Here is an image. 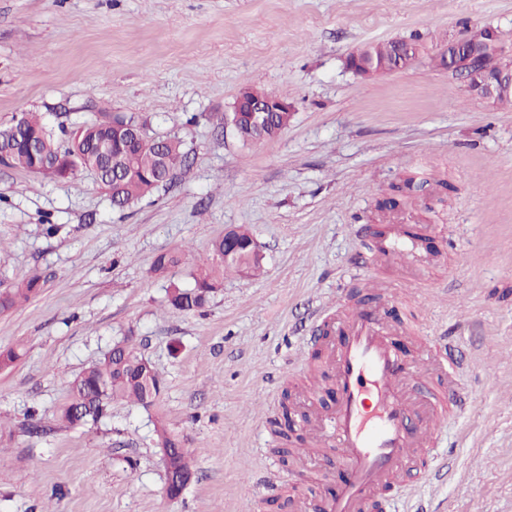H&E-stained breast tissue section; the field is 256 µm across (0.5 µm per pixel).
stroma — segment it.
<instances>
[{
	"instance_id": "35a3bbf8",
	"label": "stroma",
	"mask_w": 512,
	"mask_h": 512,
	"mask_svg": "<svg viewBox=\"0 0 512 512\" xmlns=\"http://www.w3.org/2000/svg\"><path fill=\"white\" fill-rule=\"evenodd\" d=\"M486 26L512 51V0H0V129L34 112L74 128L135 115L181 140L190 165L114 208L86 171L48 180L0 166V290L38 275L37 295L0 315V512H305L344 480L274 453L267 399L334 401L326 365L303 364L317 307L365 295L360 226L415 224L426 262H388L382 305L413 361L446 337L470 402L445 431L449 475L408 490L409 512H512V105L469 93L435 59ZM419 36L403 70L360 76L352 52ZM288 99L277 138L246 143L230 115L242 87ZM417 170L432 179L379 209ZM448 180L449 189L439 187ZM264 255L204 308L175 311L162 253L211 254L229 228ZM134 346L165 381L150 406L112 401L97 428L57 421L67 383L113 343ZM165 420L194 470L177 498L155 432Z\"/></svg>"
}]
</instances>
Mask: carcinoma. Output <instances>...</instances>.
Returning <instances> with one entry per match:
<instances>
[{
	"instance_id": "obj_1",
	"label": "carcinoma",
	"mask_w": 512,
	"mask_h": 512,
	"mask_svg": "<svg viewBox=\"0 0 512 512\" xmlns=\"http://www.w3.org/2000/svg\"><path fill=\"white\" fill-rule=\"evenodd\" d=\"M401 42L378 43L366 51V61L380 73L404 69L399 62ZM78 159L80 169L91 173L99 186L110 196L112 205L124 208L151 194L174 178L186 167L189 152L182 143L169 139L163 148L142 150L136 143L112 136V114L102 113L73 130L64 127L54 131L36 115L25 113L11 126L0 129V164L19 167L29 172L46 168L44 177L60 180L75 174L72 159ZM213 262L198 266L194 285L185 288L171 282L167 287V304L180 311L198 310L205 306L211 293L220 285L224 271L239 272L245 268L255 272L256 262L249 266L238 259L224 260V239L212 246ZM183 261V253L170 251L158 255L154 271L165 272ZM40 288L36 276L22 280L12 288L0 291V313H5L34 297ZM143 357L131 350L127 355L107 351L103 358L91 364L68 382V401L59 409V419L69 425H95L107 413L115 399H128L148 405L161 393L155 380L143 375ZM164 448L166 476L175 478L188 468L187 456L181 452V441L163 425L157 427Z\"/></svg>"
}]
</instances>
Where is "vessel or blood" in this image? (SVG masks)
Instances as JSON below:
<instances>
[{"label":"vessel or blood","mask_w":512,"mask_h":512,"mask_svg":"<svg viewBox=\"0 0 512 512\" xmlns=\"http://www.w3.org/2000/svg\"><path fill=\"white\" fill-rule=\"evenodd\" d=\"M383 258L418 264L423 251L398 225L381 257L366 258L369 277L377 276ZM303 349L323 350L331 366L336 399L316 415L314 439L335 449L345 473L336 495L320 502L321 512H395L402 491L429 482L446 461L437 437L467 398L458 362L443 341L417 361H405L378 308H348L343 296L319 314Z\"/></svg>","instance_id":"b4317fda"}]
</instances>
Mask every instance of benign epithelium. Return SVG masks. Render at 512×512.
<instances>
[{
	"instance_id": "7a95c632",
	"label": "benign epithelium",
	"mask_w": 512,
	"mask_h": 512,
	"mask_svg": "<svg viewBox=\"0 0 512 512\" xmlns=\"http://www.w3.org/2000/svg\"><path fill=\"white\" fill-rule=\"evenodd\" d=\"M504 49L498 31L491 27L470 32L464 37L448 44L444 51L445 67L459 76L468 90L482 95L487 99L496 96L504 89L512 88V72L492 73L485 66V56L490 52H499ZM293 111L292 104L280 98L268 95L252 102L247 114L234 110L232 123L235 130L242 126L262 129L272 127L278 123L283 112ZM112 128L128 130L130 136L146 147L164 143L159 137L150 136L141 126L131 127L121 119H112ZM224 258L228 259L238 255L244 250H251L255 260L262 261L263 254L255 242L243 243L229 233H224Z\"/></svg>"
}]
</instances>
